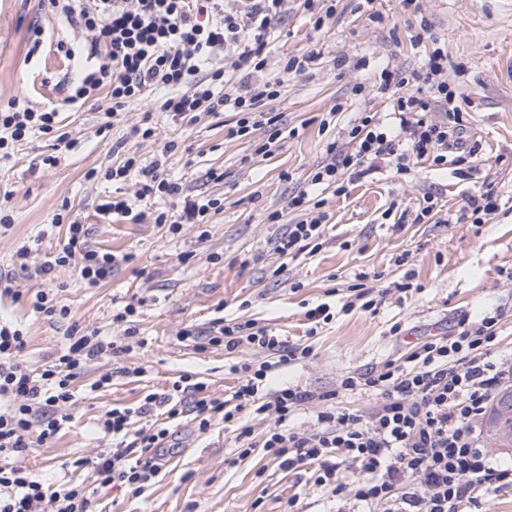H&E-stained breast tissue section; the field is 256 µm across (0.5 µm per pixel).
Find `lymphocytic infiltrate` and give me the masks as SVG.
<instances>
[{"instance_id": "1", "label": "lymphocytic infiltrate", "mask_w": 512, "mask_h": 512, "mask_svg": "<svg viewBox=\"0 0 512 512\" xmlns=\"http://www.w3.org/2000/svg\"><path fill=\"white\" fill-rule=\"evenodd\" d=\"M90 39L91 63L81 78L67 85L64 104H85L106 93L109 104L100 113L98 134L110 131L126 107L156 102L172 120L197 124L202 117L230 108L237 112L236 133L245 137L263 131L256 151L272 154L282 137L281 116L265 111L267 101L279 97L280 81L261 76L268 65V47L275 24L288 10V0H49ZM372 90L388 100L397 126L384 123L378 113L361 112L344 128L341 148H329L328 158L308 177L311 185L346 190V174L358 168L375 169L379 162H395L398 172L410 161L434 165L462 163L466 127L461 115L462 92L448 80V54L441 45L429 52L423 71L403 76L381 69L371 87L357 85L355 94ZM439 119H430V112ZM41 133L57 146L71 149L75 140L53 105L33 106L16 97L0 106V160L10 158L16 145ZM178 148L166 142L160 157L142 163L112 146L117 160L105 178L131 182L132 195H117L99 204V216L133 224H165L178 232L184 224H204L223 203L192 194L168 178L165 165ZM171 199L174 210L149 209L157 198ZM288 208L294 218L274 242L281 257H293L319 239L328 215L322 201L307 191L293 196ZM65 224L63 239L46 259L31 265V251L16 253L20 269H33L47 281L31 302L33 310L50 318H68L53 273L76 269L83 283L99 287L118 263L116 255L90 245L88 225L56 214ZM140 305L127 301L112 314L115 336L72 324L63 348L41 367L23 359L28 336L17 323L0 319V512H94L97 490L116 484L133 494L159 476L169 428L153 423L154 412L175 420L194 414L200 431L215 421L236 424L244 440L250 425L244 412L274 418L262 442L267 455L285 470L312 466L318 484L336 497L352 495L367 512H463L475 493L493 494L512 485V469L497 466L480 447L476 424L499 388L512 380V366L496 356L498 315L461 322L455 333L434 335L416 346L409 366L385 363L381 368L343 378L332 391L315 394L293 386L272 387V372L310 357L308 345H288L271 329L254 321L213 319L206 329L189 326L179 337L197 349L223 347L238 355L232 370L238 385L231 398L208 392L205 382L181 376L171 388L148 391L139 405L115 407L97 422L108 440L95 460H74L75 468L90 471L89 482L51 483L19 465V458L51 442L69 428L73 416L64 406L74 399L73 383L92 364L132 353L136 334L133 319ZM354 391L375 395L378 403L368 417L338 405L341 395ZM316 401L320 409L313 427L294 429L288 422L299 406ZM354 461L363 473L348 483L338 473L336 459Z\"/></svg>"}]
</instances>
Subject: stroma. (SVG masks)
<instances>
[{"label": "stroma", "instance_id": "stroma-1", "mask_svg": "<svg viewBox=\"0 0 512 512\" xmlns=\"http://www.w3.org/2000/svg\"><path fill=\"white\" fill-rule=\"evenodd\" d=\"M379 20H371V12ZM432 37L444 39L448 79L461 81V107L472 153L466 177L451 168L419 163L409 173L394 164L352 177L345 194L322 192L328 222L319 246L292 258L275 253L272 244L284 223L271 222L272 212L287 213L290 198L307 189V177L337 141L340 128L360 108L384 114L381 99H359L357 83L369 82L376 69L420 65L430 39L413 43L420 23ZM43 31L33 48L31 27ZM79 28L53 11L48 0H0V103L26 95L37 102H60L67 82L81 75L66 54L86 51ZM320 52L307 74L282 77L281 95L266 110L281 114L288 134L269 156L254 152L252 137L235 135L237 112L227 109L196 126L172 123L153 115L158 137L127 138L142 118L141 109L123 112L110 138L95 134L94 107L64 109L62 116L77 140L57 165H42L53 154L52 138L36 134L16 147L0 164V190L9 192L5 208L12 226L0 234V274L10 276L22 291L19 301L0 303V317L25 329L24 359L41 367L61 348L72 323L113 333L112 311L133 298L142 300L135 326L143 347L131 354L100 361L74 382V420L45 447L19 463L51 480L82 481L78 458H95L104 444L94 432L98 419L115 407L136 406L150 389L171 386L185 374L205 381L211 394L230 397L238 380L231 370L234 356L223 348L197 350L179 342L188 325L207 327L216 317L256 321L288 340L310 343L313 353L272 378L273 386L297 385L315 393L336 389L341 378L392 362L406 364L426 337L446 335L461 321H476L501 310L498 351L512 358V0H422L417 13L401 12L398 0H336V13L322 29H314L309 13L290 0L277 24L271 58L289 51ZM348 66L336 69L334 58ZM343 102L335 127L322 130L324 112ZM126 137L125 149L153 161L162 144L175 141L168 176L194 194L224 201L208 224H185L169 233L157 224L100 222L98 204L116 192L132 193L131 185L115 186L103 176L113 162L112 141ZM98 169L87 179L90 169ZM219 180H211V173ZM492 185L499 200L486 224L464 219L461 208L483 185ZM433 195L438 212L433 222L403 224V209H418L424 195ZM66 211L69 219L91 227L95 247L126 256L101 286L88 288L77 270L60 268L54 282L59 299L71 310L67 319H52L30 307L45 283L33 271L21 270L16 251L24 246L50 253L64 228L53 238L41 237L45 224ZM414 277L407 292L395 289L406 272ZM366 283L377 306L344 311L355 276ZM328 303L332 319L307 337L305 313ZM111 373L110 387L91 391V384ZM255 450L241 456L234 427L215 422L200 432L192 416L171 427L173 446L164 468L141 495L114 486L101 489L99 512H337L339 502L329 487L316 484L312 470L285 471L260 446L273 420L251 415Z\"/></svg>", "mask_w": 512, "mask_h": 512}]
</instances>
